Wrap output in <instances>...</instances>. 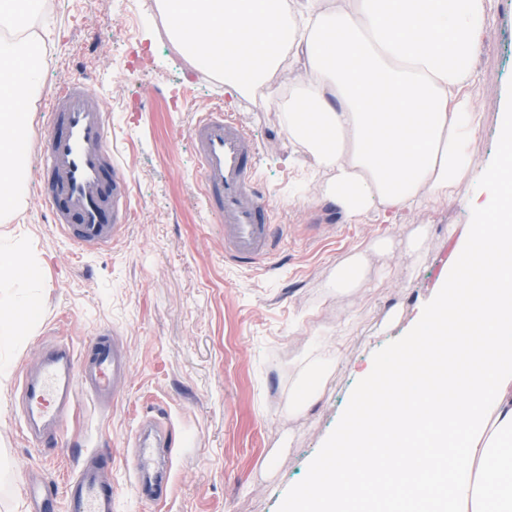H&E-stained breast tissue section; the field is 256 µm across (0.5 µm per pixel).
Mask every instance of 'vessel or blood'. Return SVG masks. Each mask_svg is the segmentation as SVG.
<instances>
[{
  "label": "vessel or blood",
  "mask_w": 512,
  "mask_h": 512,
  "mask_svg": "<svg viewBox=\"0 0 512 512\" xmlns=\"http://www.w3.org/2000/svg\"><path fill=\"white\" fill-rule=\"evenodd\" d=\"M112 115L87 82L65 79L41 115L37 181L56 232L77 252L110 249L132 222V177L112 151ZM202 203L224 226L226 260L267 265L284 243L282 225L262 191L255 166V142L237 118L216 105L189 125ZM130 370L126 351L102 329L81 350L58 341L25 364L19 391V426L40 447L62 433L79 395L97 406L113 405ZM128 445L127 491L152 512H168L173 452L186 442L168 411L140 418ZM112 456L93 448L68 474L63 487L67 512H114L115 492L105 476ZM28 512H47L52 500L42 482L26 484Z\"/></svg>",
  "instance_id": "1"
}]
</instances>
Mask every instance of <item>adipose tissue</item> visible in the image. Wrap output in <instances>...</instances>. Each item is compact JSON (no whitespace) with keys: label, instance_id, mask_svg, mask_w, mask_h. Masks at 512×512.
Wrapping results in <instances>:
<instances>
[{"label":"adipose tissue","instance_id":"1","mask_svg":"<svg viewBox=\"0 0 512 512\" xmlns=\"http://www.w3.org/2000/svg\"><path fill=\"white\" fill-rule=\"evenodd\" d=\"M42 0H0V223L26 205L17 145L40 70ZM188 68L224 81L231 98L276 103L289 137L324 174L319 196L346 223L372 210L415 211L451 199L476 165L466 143L481 124L473 103L486 0H154ZM288 71L287 91L273 84ZM381 237L333 270L337 297L364 292Z\"/></svg>","mask_w":512,"mask_h":512}]
</instances>
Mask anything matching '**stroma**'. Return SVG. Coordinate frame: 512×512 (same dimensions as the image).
I'll return each mask as SVG.
<instances>
[{
  "label": "stroma",
  "instance_id": "obj_1",
  "mask_svg": "<svg viewBox=\"0 0 512 512\" xmlns=\"http://www.w3.org/2000/svg\"><path fill=\"white\" fill-rule=\"evenodd\" d=\"M50 2L35 108H46L62 79L93 84L114 119L112 148L133 178L135 219L112 249L75 255L52 229L37 195L38 157L29 156L25 220L0 224V238L27 241L41 275L39 287L0 291V321L21 341L0 344V369L9 371L0 391V512H27L22 468L58 492L93 445L112 451L117 512H150L126 491L127 444L138 419L162 407L191 440L176 461L170 512H277L374 354L419 321L468 232V206L494 157L512 81V0H487L475 87L483 122L468 143L479 167L459 182L454 201L375 211L359 224L315 197L311 160L274 104L230 100L223 84L187 68L152 23L153 0ZM215 103L251 133L264 192L288 227L268 272L225 260L224 227L200 203L188 126L192 110ZM421 224L420 258L395 250L381 260L390 277H372L365 295L332 294L329 276L353 248L376 236L406 240ZM103 328L130 354L125 395L107 411L79 402L59 446L34 449L16 415L21 366L40 341L62 333L78 346ZM311 346L337 361L325 389L292 414L288 400Z\"/></svg>",
  "mask_w": 512,
  "mask_h": 512
}]
</instances>
